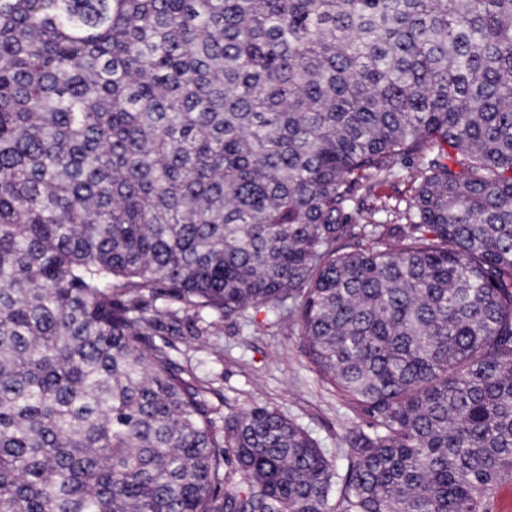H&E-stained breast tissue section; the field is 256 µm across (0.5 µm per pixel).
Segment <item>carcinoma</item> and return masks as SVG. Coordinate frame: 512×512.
<instances>
[{
    "label": "carcinoma",
    "mask_w": 512,
    "mask_h": 512,
    "mask_svg": "<svg viewBox=\"0 0 512 512\" xmlns=\"http://www.w3.org/2000/svg\"><path fill=\"white\" fill-rule=\"evenodd\" d=\"M400 159L406 205H367ZM260 307L362 414L345 471L265 405L217 430L152 341ZM507 481L512 0H0V512H489Z\"/></svg>",
    "instance_id": "1"
}]
</instances>
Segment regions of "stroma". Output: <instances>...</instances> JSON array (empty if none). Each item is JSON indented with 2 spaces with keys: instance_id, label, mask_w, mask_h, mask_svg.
<instances>
[{
  "instance_id": "1",
  "label": "stroma",
  "mask_w": 512,
  "mask_h": 512,
  "mask_svg": "<svg viewBox=\"0 0 512 512\" xmlns=\"http://www.w3.org/2000/svg\"><path fill=\"white\" fill-rule=\"evenodd\" d=\"M273 320L264 308L232 320L189 313L188 334L169 354L207 388L220 416L256 403L276 408L303 425L337 469H346L347 440L359 424L354 407L318 379L298 328L283 330Z\"/></svg>"
}]
</instances>
